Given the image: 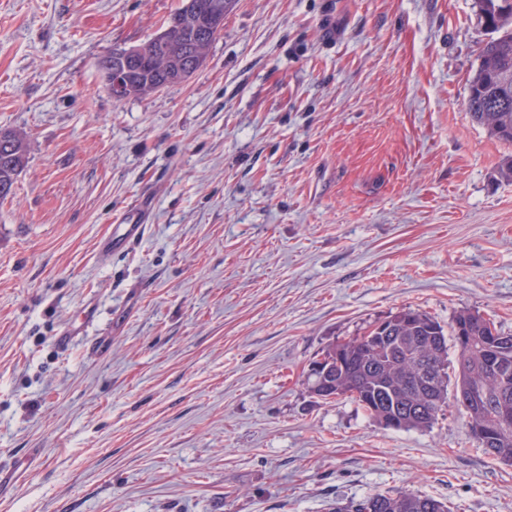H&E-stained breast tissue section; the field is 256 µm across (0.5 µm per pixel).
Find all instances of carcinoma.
<instances>
[{
    "label": "carcinoma",
    "mask_w": 512,
    "mask_h": 512,
    "mask_svg": "<svg viewBox=\"0 0 512 512\" xmlns=\"http://www.w3.org/2000/svg\"><path fill=\"white\" fill-rule=\"evenodd\" d=\"M224 9L206 16L195 0H183L173 14L175 25L166 33V50L155 39L136 47L138 60L124 73L117 99L140 98L178 84L207 62L210 45L224 27V16L233 0H222ZM478 20L491 27V37L480 51V64L469 82L466 108L473 122L498 140L512 144V0H475ZM27 155L26 136L0 129V200L13 193ZM398 323L379 340L354 338L343 343L349 349L345 366L336 367L334 344L322 354L327 376L313 372L314 392L321 396L326 383L338 396L350 397L377 423L391 419L394 428L423 430L432 426L443 408L455 403L465 414V428L488 423L498 402L512 403V375L505 378L497 360L512 363L510 343L494 322L477 312L463 310L451 324L453 338L463 331L470 345L460 350L455 374L448 373V340L443 326L429 314L404 308L391 314ZM453 393H448L449 384ZM479 447L512 465V427L492 438L470 435ZM336 512H447L440 501L408 491L374 492L357 502L336 505Z\"/></svg>",
    "instance_id": "1"
}]
</instances>
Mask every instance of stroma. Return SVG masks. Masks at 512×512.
Wrapping results in <instances>:
<instances>
[{"instance_id": "obj_1", "label": "stroma", "mask_w": 512, "mask_h": 512, "mask_svg": "<svg viewBox=\"0 0 512 512\" xmlns=\"http://www.w3.org/2000/svg\"><path fill=\"white\" fill-rule=\"evenodd\" d=\"M473 3L236 0L204 69L119 101L100 60L182 0H0V127L28 143L0 200V512H512L456 407L387 430L310 378L404 308L512 334ZM137 200L144 236L104 252ZM440 501L408 491L374 492L346 505L336 503L335 512H447Z\"/></svg>"}]
</instances>
